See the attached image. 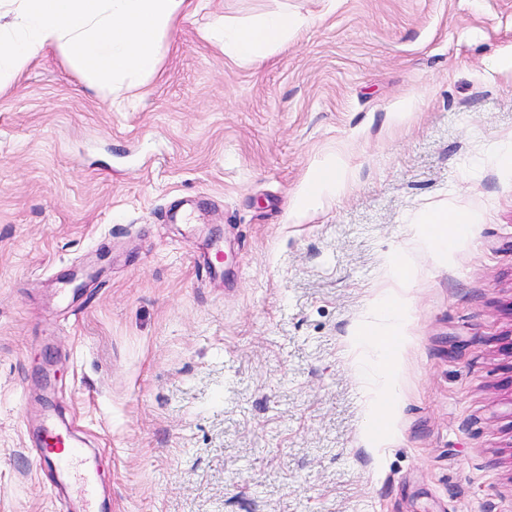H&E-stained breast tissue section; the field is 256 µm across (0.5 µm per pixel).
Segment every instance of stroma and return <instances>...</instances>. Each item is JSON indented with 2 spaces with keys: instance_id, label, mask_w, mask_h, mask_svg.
Returning a JSON list of instances; mask_svg holds the SVG:
<instances>
[{
  "instance_id": "35a3bbf8",
  "label": "stroma",
  "mask_w": 512,
  "mask_h": 512,
  "mask_svg": "<svg viewBox=\"0 0 512 512\" xmlns=\"http://www.w3.org/2000/svg\"><path fill=\"white\" fill-rule=\"evenodd\" d=\"M277 10L315 22L250 63L205 37ZM158 51L0 86V512H66L45 416L107 512H512V0H191ZM343 181V172L336 165H328L318 170L311 183V195L315 197L325 191L337 190ZM447 221L443 218L429 219L426 226L423 243L429 247H437L439 244H447L452 241V237L445 232ZM384 340L378 344L375 349L378 354L376 363V375L379 378L386 379L389 374L388 355L396 350L400 344V336H383Z\"/></svg>"
}]
</instances>
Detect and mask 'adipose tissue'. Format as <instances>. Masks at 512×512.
Instances as JSON below:
<instances>
[{
  "label": "adipose tissue",
  "mask_w": 512,
  "mask_h": 512,
  "mask_svg": "<svg viewBox=\"0 0 512 512\" xmlns=\"http://www.w3.org/2000/svg\"><path fill=\"white\" fill-rule=\"evenodd\" d=\"M186 7V0H0V81L40 49L56 51L98 86L152 76L157 43ZM303 22L285 10L247 22L227 17L207 37L226 58L246 63L287 43Z\"/></svg>",
  "instance_id": "obj_1"
}]
</instances>
